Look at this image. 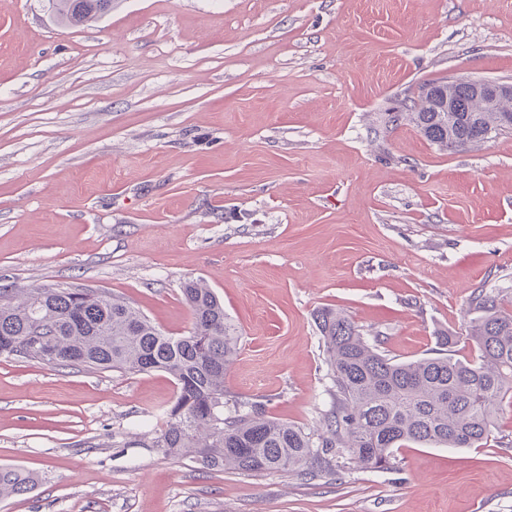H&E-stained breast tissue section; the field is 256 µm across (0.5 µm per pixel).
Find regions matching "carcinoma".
I'll list each match as a JSON object with an SVG mask.
<instances>
[{"instance_id": "obj_1", "label": "carcinoma", "mask_w": 512, "mask_h": 512, "mask_svg": "<svg viewBox=\"0 0 512 512\" xmlns=\"http://www.w3.org/2000/svg\"><path fill=\"white\" fill-rule=\"evenodd\" d=\"M53 8L63 22L78 27L110 11L112 0H53ZM403 120L431 143L458 152L482 143L490 130H512L511 112H437L421 96L411 111L394 114V122ZM182 294L192 326L183 336H170L124 298L97 289L0 288V356L169 373L177 395L152 447L207 470L311 475L332 468L339 448L360 468L391 470L396 451L408 444L473 448L488 441L496 413L512 399V301L480 290L471 300L474 360L438 352L397 361L342 311L322 308L314 322L336 388L322 433L269 417L258 404L226 416L227 404L242 406L224 389V375L239 353V331L202 281L185 280ZM36 484L23 468L0 465V499L27 494Z\"/></svg>"}]
</instances>
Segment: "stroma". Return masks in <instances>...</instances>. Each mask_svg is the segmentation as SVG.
Segmentation results:
<instances>
[{
    "instance_id": "35a3bbf8",
    "label": "stroma",
    "mask_w": 512,
    "mask_h": 512,
    "mask_svg": "<svg viewBox=\"0 0 512 512\" xmlns=\"http://www.w3.org/2000/svg\"><path fill=\"white\" fill-rule=\"evenodd\" d=\"M481 78L512 81V0H112L83 27L0 0V285L101 289L180 336L200 279L241 334L228 394L319 430L317 309L472 360L474 294L512 299V131L450 152L390 121ZM176 392L0 357V465L40 477L0 512H512L511 403L480 447L305 477L159 455Z\"/></svg>"
}]
</instances>
